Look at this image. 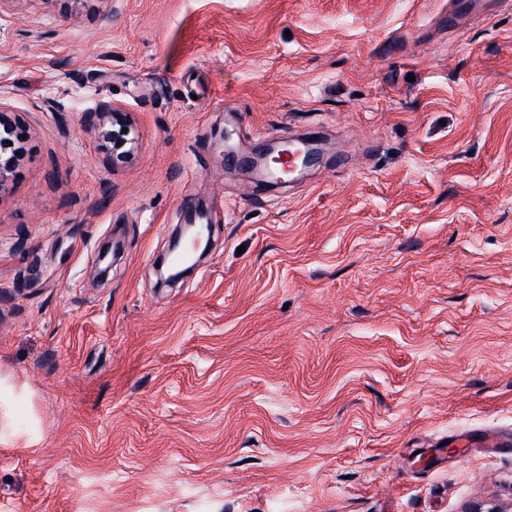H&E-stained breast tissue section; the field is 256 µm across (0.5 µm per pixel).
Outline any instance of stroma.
<instances>
[{
  "mask_svg": "<svg viewBox=\"0 0 512 512\" xmlns=\"http://www.w3.org/2000/svg\"><path fill=\"white\" fill-rule=\"evenodd\" d=\"M452 2L0 0V512L512 507V447L457 445L512 429V0ZM227 128L324 159L262 191ZM90 116L98 119L103 140L106 143H111L112 139V148L110 147L109 152L112 165L128 162L134 153L137 142L128 113L122 112L111 102H100ZM123 128L127 129V133L122 132ZM117 142H120V145H117ZM5 116L11 117L9 113L2 112L0 109V190L6 185L17 161L14 155L7 152L11 147L7 146L11 144L7 136L13 137V130ZM197 215L202 217L203 213L189 214L184 218V224H179L178 232L170 241L167 253L157 261V269L168 283L183 279L196 266L197 260H193L192 254L184 251L185 240L192 243L194 254L200 249L201 254H204L209 249V239L204 237L207 224H195Z\"/></svg>",
  "mask_w": 512,
  "mask_h": 512,
  "instance_id": "35a3bbf8",
  "label": "stroma"
}]
</instances>
